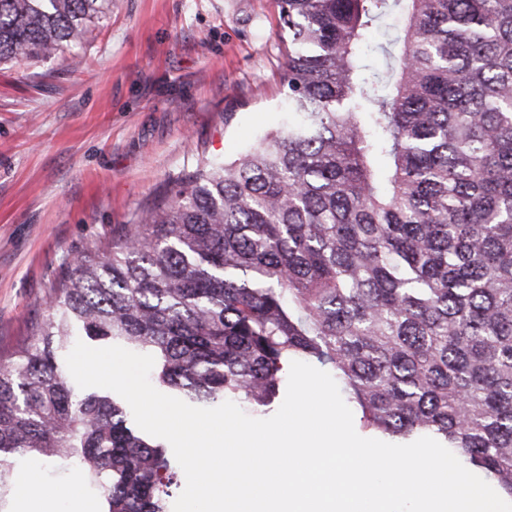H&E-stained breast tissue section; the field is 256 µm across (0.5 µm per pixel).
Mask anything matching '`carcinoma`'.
I'll list each match as a JSON object with an SVG mask.
<instances>
[{
	"label": "carcinoma",
	"mask_w": 512,
	"mask_h": 512,
	"mask_svg": "<svg viewBox=\"0 0 512 512\" xmlns=\"http://www.w3.org/2000/svg\"><path fill=\"white\" fill-rule=\"evenodd\" d=\"M277 127L204 160L65 262L0 365V512L27 458L76 464L104 512H169L178 470L76 341L155 359L190 405L254 409L291 359L332 372L363 428L429 436L512 497V0H277ZM112 0H0V63L83 43ZM399 17L386 70L373 31Z\"/></svg>",
	"instance_id": "obj_1"
}]
</instances>
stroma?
Wrapping results in <instances>:
<instances>
[{
    "label": "stroma",
    "instance_id": "obj_1",
    "mask_svg": "<svg viewBox=\"0 0 512 512\" xmlns=\"http://www.w3.org/2000/svg\"><path fill=\"white\" fill-rule=\"evenodd\" d=\"M276 0H112L76 48L0 65V361L47 313L63 262L280 119ZM34 460L19 492L78 480Z\"/></svg>",
    "mask_w": 512,
    "mask_h": 512
}]
</instances>
